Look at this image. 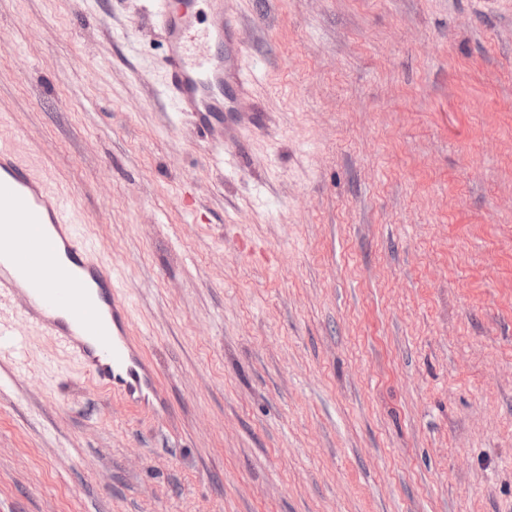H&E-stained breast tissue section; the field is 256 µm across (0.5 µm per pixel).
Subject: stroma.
<instances>
[{
    "mask_svg": "<svg viewBox=\"0 0 512 512\" xmlns=\"http://www.w3.org/2000/svg\"><path fill=\"white\" fill-rule=\"evenodd\" d=\"M155 0H0V133L165 390L0 355V512H512V0H224L223 112ZM178 0H158L168 44L167 90L182 112L204 115L224 110V57L200 50L191 13Z\"/></svg>",
    "mask_w": 512,
    "mask_h": 512,
    "instance_id": "35a3bbf8",
    "label": "stroma"
}]
</instances>
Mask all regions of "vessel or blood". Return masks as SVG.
Returning <instances> with one entry per match:
<instances>
[{
  "instance_id": "obj_1",
  "label": "vessel or blood",
  "mask_w": 512,
  "mask_h": 512,
  "mask_svg": "<svg viewBox=\"0 0 512 512\" xmlns=\"http://www.w3.org/2000/svg\"><path fill=\"white\" fill-rule=\"evenodd\" d=\"M168 44L167 90L181 111L224 109V59L199 49L191 13L178 0H157ZM47 179L0 137V336L23 343L48 337L80 360L96 386L136 406L162 403L153 362L133 338L130 315L111 270ZM28 224L47 225L39 237Z\"/></svg>"
}]
</instances>
